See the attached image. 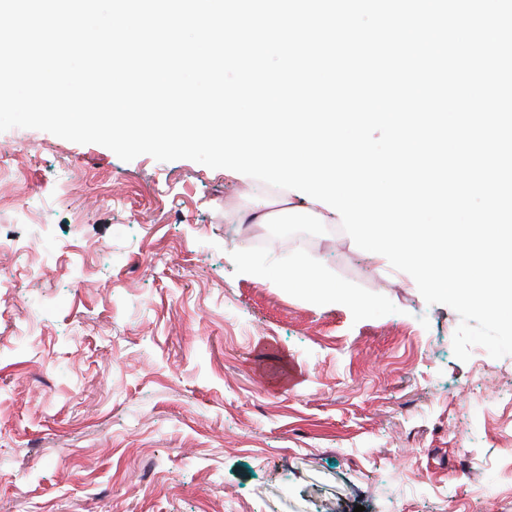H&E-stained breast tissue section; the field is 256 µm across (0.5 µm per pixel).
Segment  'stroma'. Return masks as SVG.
<instances>
[{"mask_svg": "<svg viewBox=\"0 0 512 512\" xmlns=\"http://www.w3.org/2000/svg\"><path fill=\"white\" fill-rule=\"evenodd\" d=\"M0 181V512H512V355L334 215L307 256L369 304L245 272L249 184L28 128ZM75 189L57 203L55 187Z\"/></svg>", "mask_w": 512, "mask_h": 512, "instance_id": "stroma-1", "label": "stroma"}]
</instances>
